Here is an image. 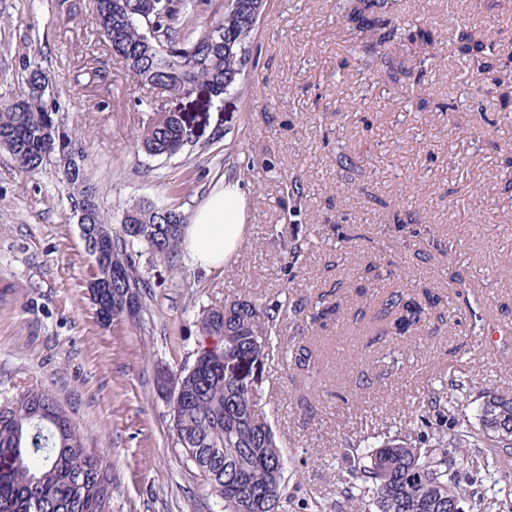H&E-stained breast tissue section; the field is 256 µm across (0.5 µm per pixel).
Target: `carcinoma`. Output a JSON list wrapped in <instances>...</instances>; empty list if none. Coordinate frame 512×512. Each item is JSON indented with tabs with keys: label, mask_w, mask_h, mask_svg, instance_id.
Wrapping results in <instances>:
<instances>
[{
	"label": "carcinoma",
	"mask_w": 512,
	"mask_h": 512,
	"mask_svg": "<svg viewBox=\"0 0 512 512\" xmlns=\"http://www.w3.org/2000/svg\"><path fill=\"white\" fill-rule=\"evenodd\" d=\"M140 0H93V23L104 46L120 59L138 82L166 93L183 95L205 88L220 96L245 75L252 37L267 0H158L146 26L137 11ZM397 0H350L346 19L356 30L358 53L386 68L395 82L422 85L423 75L392 56L394 45L416 54L428 53L433 32L424 24L402 27L394 22ZM214 22L201 33L196 24L204 14ZM455 54L490 75L487 92L501 108L512 106V84L494 76L496 46L486 42L469 22L448 29ZM48 83L41 69L29 71L12 103L0 107V146L26 171L56 164L63 168L74 207L88 212L87 243L96 235L109 238V250L90 253V279L100 285L99 297L118 320L130 298L143 309L149 283L140 275L134 245H142L155 260L172 261L180 250L185 215L173 207L139 202L123 210L127 224L139 226L131 236L112 234L111 219L95 200L83 165L71 159L78 139L64 131L46 141L41 135L60 106L53 94L40 91ZM191 136L181 116L159 112L144 126L141 148L154 157L177 154ZM369 263L362 282L340 294L337 285L317 294L310 306L293 308L316 333L337 328L345 315L375 330V339H408L445 321L448 296L423 287L415 292L395 289L371 293L379 277ZM288 307L276 300L256 303L230 299L198 312L201 340L196 369L179 373V394L171 396L172 431L186 458L211 487L224 486V512H280L284 459L271 422L259 409L264 360L280 337ZM297 371L315 364L312 345L290 340L283 351ZM448 397L433 395L414 426L417 438H391L373 447L352 445L342 458L356 482L343 488L355 512H448L461 506L464 481L476 470L464 469L469 455L487 467L512 457V398L490 391L479 394L478 428L468 421L450 434ZM100 455L86 447L68 413L49 392L29 389L0 402V512H106L112 481L101 473Z\"/></svg>",
	"instance_id": "cac0c4a2"
}]
</instances>
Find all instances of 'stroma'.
Listing matches in <instances>:
<instances>
[{
	"label": "stroma",
	"instance_id": "obj_1",
	"mask_svg": "<svg viewBox=\"0 0 512 512\" xmlns=\"http://www.w3.org/2000/svg\"><path fill=\"white\" fill-rule=\"evenodd\" d=\"M346 0H268L236 93H157L111 57L92 25L91 0H0V107L19 93L26 65L46 71L58 118L77 132L102 210L120 232L123 209L148 200L186 217L223 184L247 200V233L213 270L187 254L175 265L139 251L150 287L133 322L103 323L86 288L91 259L55 167L21 169L0 147V401L38 387L68 411L86 448L99 451L114 485L109 512H224L172 436L156 373L191 367L200 308L236 297L314 299L352 286L378 265L382 292L448 291V323L411 342L366 345L367 328L339 324L313 337L311 373L288 368L273 349L263 368L262 411L285 460L286 512H350L339 490L342 459L361 439L406 435L412 416L448 380L454 402L475 419L474 400L512 395V112L483 104V78L455 56L448 29L468 18L501 55L512 52V10L473 0H402L400 25L436 29L445 66L425 68L421 97L353 54ZM156 112L180 113L196 141L153 157L138 137ZM350 172L354 191L341 176ZM416 179L418 195L400 190ZM302 243L287 266L285 248ZM467 279V300L451 278ZM466 501L512 512V464L465 483Z\"/></svg>",
	"mask_w": 512,
	"mask_h": 512
}]
</instances>
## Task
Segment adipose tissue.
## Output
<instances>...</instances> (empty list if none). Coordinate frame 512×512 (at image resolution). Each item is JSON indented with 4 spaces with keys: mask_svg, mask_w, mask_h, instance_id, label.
Here are the masks:
<instances>
[{
    "mask_svg": "<svg viewBox=\"0 0 512 512\" xmlns=\"http://www.w3.org/2000/svg\"><path fill=\"white\" fill-rule=\"evenodd\" d=\"M246 199L230 184L207 199L184 230L182 242L193 263L222 266L232 258L246 230Z\"/></svg>",
    "mask_w": 512,
    "mask_h": 512,
    "instance_id": "ef3b65f1",
    "label": "adipose tissue"
}]
</instances>
